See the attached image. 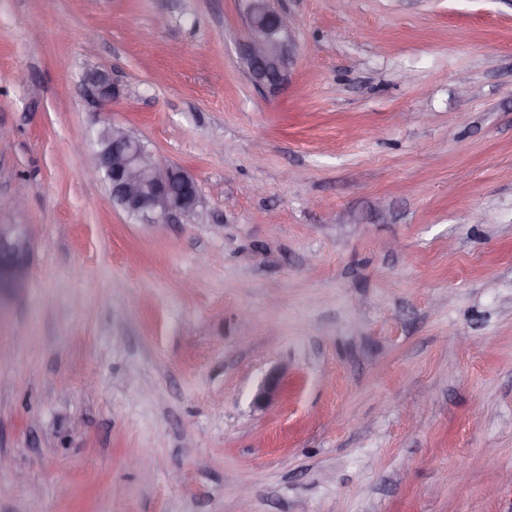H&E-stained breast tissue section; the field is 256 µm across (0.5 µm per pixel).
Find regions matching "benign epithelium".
<instances>
[{
    "instance_id": "benign-epithelium-1",
    "label": "benign epithelium",
    "mask_w": 512,
    "mask_h": 512,
    "mask_svg": "<svg viewBox=\"0 0 512 512\" xmlns=\"http://www.w3.org/2000/svg\"><path fill=\"white\" fill-rule=\"evenodd\" d=\"M248 35L240 45V61L254 82L277 88L288 81L292 40L284 36L290 24L271 10L268 0H248ZM87 81L97 97L115 95L110 77L91 73ZM107 146L95 154L99 174L110 184L112 205L144 224H159L194 212L199 201L195 179L187 172L163 165L147 145L127 128L103 121ZM31 243L21 224H0V300L24 285L29 271ZM281 373L273 372L258 388L254 400L270 403L279 393Z\"/></svg>"
}]
</instances>
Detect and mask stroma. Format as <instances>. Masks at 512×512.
Here are the masks:
<instances>
[{
	"instance_id": "1",
	"label": "stroma",
	"mask_w": 512,
	"mask_h": 512,
	"mask_svg": "<svg viewBox=\"0 0 512 512\" xmlns=\"http://www.w3.org/2000/svg\"><path fill=\"white\" fill-rule=\"evenodd\" d=\"M270 4L275 91L245 0H0V512H512V0ZM104 118L195 214L113 207ZM262 2V3H261ZM268 0H248V35L240 45V61L254 82L261 87L277 88L288 81L293 43L288 23L282 14L271 10ZM278 28L275 35L268 28ZM288 29V40L283 35ZM31 243L21 224H0V305L13 288H21L30 267Z\"/></svg>"
}]
</instances>
